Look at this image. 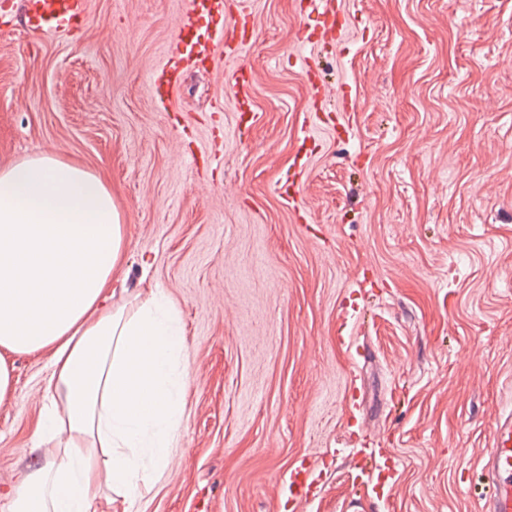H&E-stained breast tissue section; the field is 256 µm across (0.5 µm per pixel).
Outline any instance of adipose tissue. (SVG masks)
<instances>
[{"instance_id":"ef3b65f1","label":"adipose tissue","mask_w":512,"mask_h":512,"mask_svg":"<svg viewBox=\"0 0 512 512\" xmlns=\"http://www.w3.org/2000/svg\"><path fill=\"white\" fill-rule=\"evenodd\" d=\"M125 241L101 175L47 152L0 167V402L13 355L53 352L43 462L0 494L6 512H98L104 486L134 502L177 451L179 313L157 292L112 302Z\"/></svg>"}]
</instances>
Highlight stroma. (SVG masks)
<instances>
[{"label":"stroma","instance_id":"stroma-1","mask_svg":"<svg viewBox=\"0 0 512 512\" xmlns=\"http://www.w3.org/2000/svg\"><path fill=\"white\" fill-rule=\"evenodd\" d=\"M23 2L0 12V165L110 181L114 300L163 291L188 360L178 452L100 512H352L369 455L397 469L369 512H477L512 409V0H341L327 47L296 39L307 0H250L238 59L162 101L186 0H86L77 36L26 32ZM51 361L13 358L0 486L38 461ZM299 465L318 483L292 502Z\"/></svg>","mask_w":512,"mask_h":512}]
</instances>
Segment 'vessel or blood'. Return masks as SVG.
Masks as SVG:
<instances>
[{"instance_id": "b4317fda", "label": "vessel or blood", "mask_w": 512, "mask_h": 512, "mask_svg": "<svg viewBox=\"0 0 512 512\" xmlns=\"http://www.w3.org/2000/svg\"><path fill=\"white\" fill-rule=\"evenodd\" d=\"M192 9L183 15L179 38L183 51L170 58L165 72L181 73L184 63L204 64L211 60L216 46L225 55H235L245 44L238 23L217 25L213 34L202 31L204 16L223 14V0H192ZM85 22L83 0H26L27 30L51 34L79 31ZM488 491L479 512H512V411L502 414L492 432L490 450L480 462Z\"/></svg>"}]
</instances>
